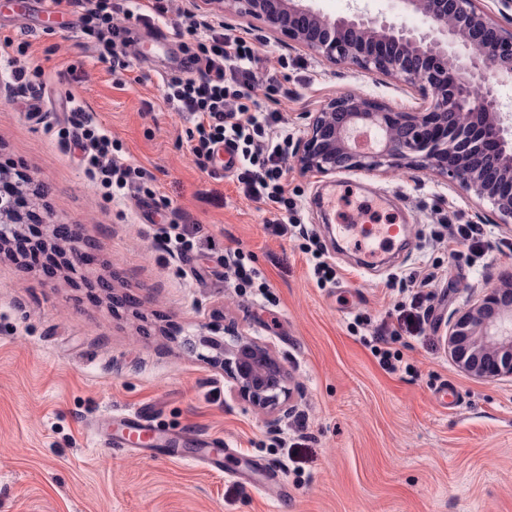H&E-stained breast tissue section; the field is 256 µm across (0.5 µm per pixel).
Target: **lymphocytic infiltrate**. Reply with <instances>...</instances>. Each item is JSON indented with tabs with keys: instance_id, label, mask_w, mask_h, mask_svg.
<instances>
[{
	"instance_id": "f902f5d3",
	"label": "lymphocytic infiltrate",
	"mask_w": 512,
	"mask_h": 512,
	"mask_svg": "<svg viewBox=\"0 0 512 512\" xmlns=\"http://www.w3.org/2000/svg\"><path fill=\"white\" fill-rule=\"evenodd\" d=\"M50 5L57 13L81 11L84 31L95 39L100 60L120 66L133 44L131 22L147 25L164 17L173 0H147L134 6L127 0H50ZM177 34L196 75L165 76L162 92L165 102L190 121L186 135L194 164L208 169L217 147L231 146L244 195L287 218L294 207L284 178L290 140L277 133L285 122L282 112L260 109L255 100L258 49L245 37L190 13L184 14ZM61 134L81 150L87 175L105 196L132 188L151 196L143 170L124 161L118 143L82 109H72Z\"/></svg>"
}]
</instances>
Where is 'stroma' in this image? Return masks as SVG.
Wrapping results in <instances>:
<instances>
[{
  "mask_svg": "<svg viewBox=\"0 0 512 512\" xmlns=\"http://www.w3.org/2000/svg\"><path fill=\"white\" fill-rule=\"evenodd\" d=\"M316 5L332 16L355 5L391 24L422 25L390 0ZM187 9L256 45V99L283 112L291 139L302 137L304 113L343 92L402 111L421 103L394 78L319 59L262 21L202 0H175L172 13L139 33L148 56L128 57L123 69L99 61L78 14L50 19L40 0H0V39L25 42L21 62L40 68L44 82L29 109L0 63V171L40 187L29 202L51 220L43 239L52 224H74L87 243L78 268L66 246L37 264L0 250V512H512V378L468 374L446 342L453 314L486 289L512 287V219L427 171L345 172L411 229L409 249L389 246L360 275L359 253L330 231L334 217L317 203L335 176L288 158L294 221L316 233L336 265L335 284L318 286L299 239L274 234L265 205L230 174L191 160L188 123L161 87L162 73L186 56L177 26ZM74 105L121 144L168 208L154 213V199L134 192L103 197L58 135ZM183 216L194 224L193 246L177 258L156 239ZM452 224L484 225L489 247L479 263L463 245L449 255ZM234 251L262 273L265 290L225 278L224 257ZM432 263L443 276L424 331L392 337L401 363L385 370L363 338L397 329L395 275ZM207 324L223 338L269 345L288 368V401L266 412L241 398L195 343ZM448 383L458 394L452 409L435 399ZM144 408L172 436L223 434L226 448L281 475L287 503L254 482L91 438L107 416Z\"/></svg>",
  "mask_w": 512,
  "mask_h": 512,
  "instance_id": "35a3bbf8",
  "label": "stroma"
}]
</instances>
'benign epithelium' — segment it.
<instances>
[{"label":"benign epithelium","mask_w":512,"mask_h":512,"mask_svg":"<svg viewBox=\"0 0 512 512\" xmlns=\"http://www.w3.org/2000/svg\"><path fill=\"white\" fill-rule=\"evenodd\" d=\"M498 2L499 20L477 9L476 0H397L427 23L416 32L357 7L331 17L308 0H204L221 13L261 20L327 61L398 76L422 94L412 112L354 93L332 98L306 115L295 149L305 169L438 172L512 219V115L500 111L499 98V87L512 81V0ZM476 81L484 84L478 97L471 89ZM17 220L14 204L0 198V241ZM197 340L211 350L207 363L254 407L274 410L288 396V369L268 345L249 336L226 342L203 331ZM448 345L467 373L512 377V290L491 289L462 312Z\"/></svg>","instance_id":"1"}]
</instances>
